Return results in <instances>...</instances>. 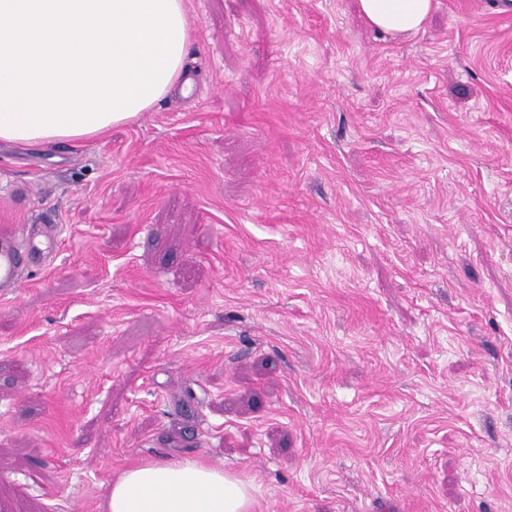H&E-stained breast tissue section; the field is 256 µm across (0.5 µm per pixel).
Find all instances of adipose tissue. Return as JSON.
Here are the masks:
<instances>
[{"instance_id": "ef3b65f1", "label": "adipose tissue", "mask_w": 512, "mask_h": 512, "mask_svg": "<svg viewBox=\"0 0 512 512\" xmlns=\"http://www.w3.org/2000/svg\"><path fill=\"white\" fill-rule=\"evenodd\" d=\"M392 38L418 32L433 0H359ZM186 0H0V144L101 136L187 94ZM257 488L201 457L139 458L101 512H255Z\"/></svg>"}]
</instances>
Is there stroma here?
Instances as JSON below:
<instances>
[{"instance_id":"obj_1","label":"stroma","mask_w":512,"mask_h":512,"mask_svg":"<svg viewBox=\"0 0 512 512\" xmlns=\"http://www.w3.org/2000/svg\"><path fill=\"white\" fill-rule=\"evenodd\" d=\"M191 96L0 146V512H100L131 461L257 512H512V9L187 0ZM368 22L394 39L418 32L428 20L433 0H359ZM45 262V254L33 243L32 233L27 225L20 231L0 234V288H15L20 271L24 266Z\"/></svg>"}]
</instances>
